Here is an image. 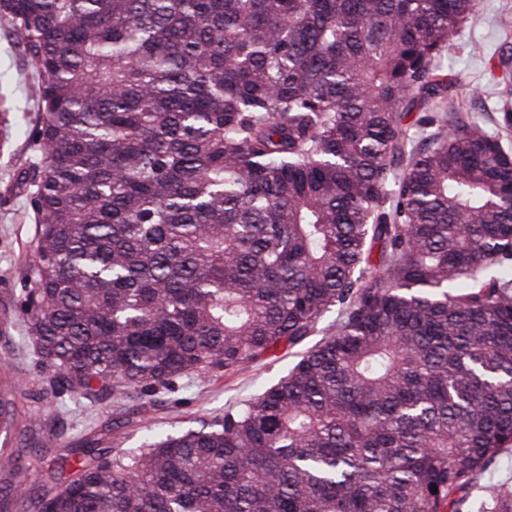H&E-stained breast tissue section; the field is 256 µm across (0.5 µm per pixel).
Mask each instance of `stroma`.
<instances>
[{"instance_id":"1","label":"stroma","mask_w":512,"mask_h":512,"mask_svg":"<svg viewBox=\"0 0 512 512\" xmlns=\"http://www.w3.org/2000/svg\"><path fill=\"white\" fill-rule=\"evenodd\" d=\"M478 22L466 25L444 53L443 64L457 79L458 98L463 112L475 115L491 130L499 129L502 118L500 88L486 70L490 56L499 49H512V0H477ZM0 73L8 77L17 110L12 125H0V359L6 360L10 376L6 383L15 395L18 422L15 433L0 436V486L17 480L36 483L39 470L26 464L9 465L5 459L26 430L36 437H53L58 445L78 443L89 427H96L104 445L137 447L138 427L117 436L105 427L112 418V401L92 405L74 400L40 399L44 375L36 363L33 343L18 313L25 290V270L32 259L35 226L28 217L23 195L13 191V176L20 158L27 156V131L40 121L41 112L29 96L36 75L28 67L19 40L6 23L0 22ZM482 87V95H472V87ZM291 361L287 352L277 360L253 364L235 373L180 380L175 392L158 395L147 406L144 420L163 428L198 425L200 420L218 415L249 399L266 385L283 376Z\"/></svg>"}]
</instances>
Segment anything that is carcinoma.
<instances>
[{
    "label": "carcinoma",
    "instance_id": "obj_1",
    "mask_svg": "<svg viewBox=\"0 0 512 512\" xmlns=\"http://www.w3.org/2000/svg\"><path fill=\"white\" fill-rule=\"evenodd\" d=\"M475 18V0H0L41 76L15 184L40 396L119 407L295 357L136 449L22 441L50 483L1 502L512 512L511 483L472 495L512 451V149L442 64ZM16 421L0 392V433Z\"/></svg>",
    "mask_w": 512,
    "mask_h": 512
}]
</instances>
